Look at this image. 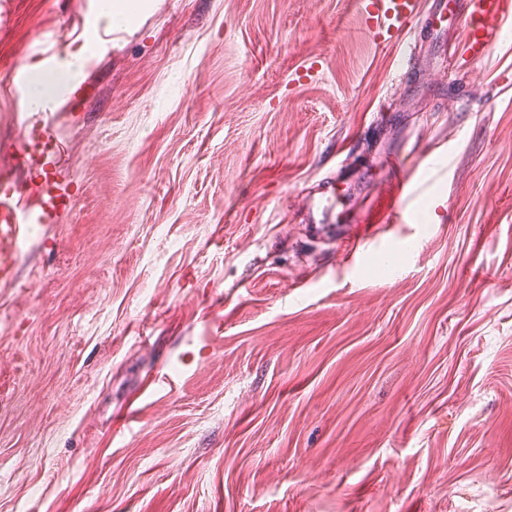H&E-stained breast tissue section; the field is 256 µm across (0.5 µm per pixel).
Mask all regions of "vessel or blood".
<instances>
[{
    "mask_svg": "<svg viewBox=\"0 0 512 512\" xmlns=\"http://www.w3.org/2000/svg\"><path fill=\"white\" fill-rule=\"evenodd\" d=\"M433 16L421 17L418 0H357L363 34L375 45L403 40L416 28L452 16L464 31L462 56L470 67L484 64L503 23L512 17V0H434ZM16 149L10 159L14 173L0 176V286L17 279L19 251L32 225L55 224L75 202L58 162L66 151L47 123L17 127ZM392 177L380 195L383 208H365L348 223H341L336 210V186L346 176L336 170L318 184L308 210L313 233L335 239L346 253H365L377 246L380 225L395 222L427 189L422 176L404 159L390 163Z\"/></svg>",
    "mask_w": 512,
    "mask_h": 512,
    "instance_id": "obj_1",
    "label": "vessel or blood"
}]
</instances>
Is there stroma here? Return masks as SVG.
Instances as JSON below:
<instances>
[{
  "mask_svg": "<svg viewBox=\"0 0 512 512\" xmlns=\"http://www.w3.org/2000/svg\"><path fill=\"white\" fill-rule=\"evenodd\" d=\"M139 2L0 0V86L69 55L0 159L51 120L79 188L0 287V512H512V20L456 69L461 26L379 47L355 0ZM393 156L384 271L306 214ZM390 169L392 178L386 180L383 189L378 193V196L385 199L383 208L373 210L367 207L347 220V224H339L342 222L341 213L336 212L335 203L336 186L342 182L341 179L346 178V173L339 168L325 178L311 195L307 222L311 224L313 233L320 238H328L327 241L335 245L332 236L335 231L338 232L340 238L336 239V248H343L347 254L378 249L380 243L376 242V231L379 225L396 222V218H401L403 212L410 209L411 204L428 186L422 176L417 175L415 168L400 157L392 158Z\"/></svg>",
  "mask_w": 512,
  "mask_h": 512,
  "instance_id": "obj_1",
  "label": "stroma"
}]
</instances>
